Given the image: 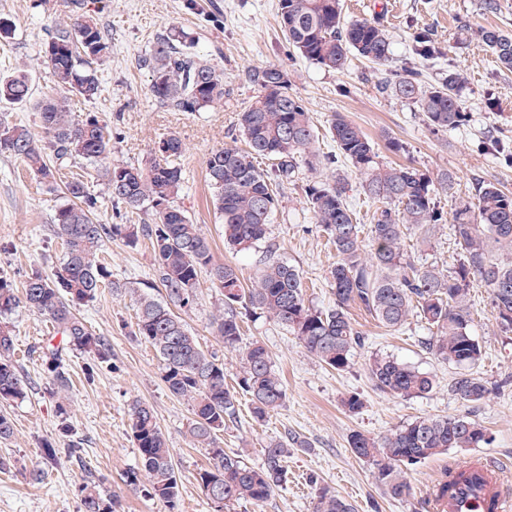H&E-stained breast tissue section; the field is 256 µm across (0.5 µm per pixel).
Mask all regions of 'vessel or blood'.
<instances>
[{"label": "vessel or blood", "mask_w": 512, "mask_h": 512, "mask_svg": "<svg viewBox=\"0 0 512 512\" xmlns=\"http://www.w3.org/2000/svg\"><path fill=\"white\" fill-rule=\"evenodd\" d=\"M448 495L432 493L431 512H512V495L502 486V469L482 460L459 463L449 469Z\"/></svg>", "instance_id": "vessel-or-blood-1"}]
</instances>
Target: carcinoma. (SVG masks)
Wrapping results in <instances>:
<instances>
[{
	"label": "carcinoma",
	"mask_w": 512,
	"mask_h": 512,
	"mask_svg": "<svg viewBox=\"0 0 512 512\" xmlns=\"http://www.w3.org/2000/svg\"><path fill=\"white\" fill-rule=\"evenodd\" d=\"M70 21L57 25L46 44L44 57L56 82L67 95L47 98L39 104V131L11 124L0 117V154L21 159L48 185L56 183L58 167L80 157L94 163L110 153L112 131L97 116L73 117L70 95L91 100L100 94L97 70L92 64L110 48L109 34L82 13V0H68ZM281 29L294 50L306 60L333 70L344 68L352 54L378 67L391 59V43L381 24L370 20L346 22L340 0H280ZM481 41L497 60L512 68V34L497 28L480 31ZM415 53L423 60L441 54L428 30L411 34ZM143 65L151 73L149 93L160 105L178 112H199L224 101V73L200 60L191 51L184 33L176 31L160 39ZM249 80L259 94L239 115L248 150L225 147L210 153L206 177L213 190V205L224 224V241L242 251L265 240L272 216L279 206L278 187L290 181L305 165L313 166L315 131L309 112L289 91L287 73L277 65L252 70ZM454 69L434 84L421 71L408 68L397 75L393 88L400 98L415 104L432 131L459 126L465 118ZM33 95L29 78L19 73L0 78V100L23 103ZM330 132L337 152L327 163H349L362 178L363 191L379 203L368 238L347 201L346 183H313L305 188L306 205L336 250V263L328 272L334 304L318 310L306 304L300 271L272 259L251 284H243L237 269L214 262L211 246L180 207L174 204L182 184L177 160L183 143L175 135L161 139L166 149H155L140 164H114L106 170L107 186L115 205L130 212L149 211L150 224H103L96 216L97 197L76 177L65 185L70 203L60 207L49 225L62 241L64 253L50 274L28 277L22 295L13 283L0 277V316L19 304L53 323L60 341L39 347L47 373L46 384L57 399V413L70 412L71 379L66 357L86 356L85 378L94 379L98 366L112 359L106 340L94 334L76 313L93 302L105 285L115 289L112 269L99 254L106 241L119 239L135 248L148 241L154 255L156 277L166 301L148 295L139 298L134 335L152 346L162 363L163 380L175 396L191 402L193 419L187 434L209 449V465L198 473V482L214 512L241 500L260 502L271 497L288 480L286 463L309 442L284 433L267 446L265 465L247 466L239 456L224 453L217 433L225 420L236 415L238 394L248 397L252 417L267 419L284 403L286 391L263 344L256 341L239 349L240 311L258 309L276 324L288 328L314 358L337 371L350 367L362 345L361 333L349 316L353 304L362 305L384 327L397 330L412 316L431 331L425 348L444 363L461 368L450 384L453 395L477 403L487 394L486 385L464 371L482 357L479 341L471 334L469 288L480 281L490 289L495 319L511 331L512 262L498 258L500 250H512V195L495 184L477 187L474 200L461 202L453 213L452 235L461 249L457 265L443 273L435 266L416 267L404 251L406 232H429L442 215L435 210L433 181L417 169L379 160L368 136L356 124L337 117ZM276 161L274 171L259 161ZM210 270L224 296L222 310L212 318L224 349L240 356L237 387L224 384V363L206 353L172 307L194 304L199 272ZM11 329L0 322V403L23 400L31 387L14 360ZM368 375L374 386L396 398L429 393L433 377L392 356L368 359ZM132 435L138 450L137 466L126 472V483H147L149 493L175 512L180 497L179 478L167 439L157 424L153 408L136 402L131 408ZM349 447L360 459L371 462L377 482L393 498L409 493L403 467L440 455L451 448H475L490 444L484 427L468 416L420 417L389 433L374 437L362 432L350 435ZM81 512H116V501L88 482L81 488ZM313 512H355L352 504L321 488Z\"/></svg>",
	"instance_id": "obj_1"
}]
</instances>
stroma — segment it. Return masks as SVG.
<instances>
[{
	"label": "stroma",
	"instance_id": "1",
	"mask_svg": "<svg viewBox=\"0 0 512 512\" xmlns=\"http://www.w3.org/2000/svg\"><path fill=\"white\" fill-rule=\"evenodd\" d=\"M345 20H378L391 42L392 61L379 68L358 56L347 67L334 71L313 64L289 46L279 23L278 0H88L87 12L112 37L107 58L97 66L101 93L92 100L76 99V118L87 114L112 128V163H140L160 139L178 136L185 147L179 159L184 184L175 199L202 235L210 242L214 259L235 266L245 281H252L268 255L296 267L304 283V297L311 307L332 306L327 281L336 261L334 249L306 205L304 189L315 181L344 179L348 200L360 224H369L374 205L360 185L358 173L346 163L327 165L326 155L336 145L329 134L334 114H342L370 138L382 160L412 166L430 178L451 174L454 193L435 189L437 209L443 219L430 235L415 230L405 239V249L419 266L445 270L460 254L450 234L453 212L459 202L472 200L479 182L497 184L512 193V163L498 152L512 147V71L502 68L492 52L477 38L483 28L512 32V0H499L498 12L484 8V0H342ZM64 0H0V19L14 28L11 39L0 40V76L25 71L33 96L26 104L0 103V114L27 127L38 122L36 103L47 95L61 94L43 49L56 22L68 15ZM180 28L194 39V52L224 71L230 96L200 112H173L161 108L149 95L151 76L143 66L158 37ZM431 30L442 48L441 58L415 60L411 35L415 29ZM416 62L428 83H435L447 68L462 77L460 96L466 118L445 132H432L422 112L400 99L387 81L391 71ZM266 65L283 68L290 90L311 115L316 134L313 168H301L294 182L280 188V202L270 233L252 248L237 252L224 244V226L211 203L206 160L224 147L245 149L238 114L258 94L248 79L252 69ZM400 141L401 153L387 148L388 140ZM74 177L83 178L98 199L97 217L106 224L150 222L149 213H126L113 204L106 186L104 165L80 158L61 169L58 189H48L17 157L0 154V277L22 285L32 273H50L63 254L61 240L50 238L47 226L68 198L62 186ZM104 256L112 265L113 280L125 283V292L101 289L97 299L79 309L97 335L108 341L111 365L102 366L94 381H86V359L72 353L68 369L70 436H63L56 400L46 391L36 348L53 335L51 322L26 308H17L7 321L16 337L17 366L33 387L21 402L0 406L13 424L14 434L0 442V512H79L80 486L99 482L103 492L118 503V512H168L167 505L151 497L144 487H131L125 474L136 466L138 452L130 420L134 401L151 406L157 423L173 452L179 476V512H210L197 476L207 467V449L194 446L187 437L193 419L190 403L170 393L162 380L155 350L134 336L138 294L165 296L154 282V257L148 244L129 248L121 240L107 241ZM223 304L219 288L209 273H201L197 297L178 314L205 350L224 362V381L235 386L239 359L225 350L211 318ZM473 317L471 332L482 347V358L473 366L474 376L487 386L486 397L474 404L457 400L448 391L458 368L436 360L425 348L426 324L409 319L400 330L381 325L362 306L352 305L349 314L364 343L356 348L350 367L336 371L317 361L288 329L264 316H240L241 346L261 342L283 379L286 399L270 418L256 421L246 397H239L236 417L218 435L225 453L240 456L253 468L266 460L269 441L293 432L309 441L308 449L288 460V481L270 499L242 501L224 512H312L318 487H326L352 503L357 512H429L428 495L443 477L450 462L484 455L506 465L504 481L512 487V331L497 325L489 288L476 283L470 288ZM389 355L429 373L435 380L425 395L401 399L383 393L369 378L370 356ZM359 394V413L346 412L343 399ZM468 415L485 428L491 439L481 449H451L408 467L405 476L409 495L389 496L376 481L374 468L357 458L348 439L353 432L381 436L420 417ZM79 441L81 451L70 456L66 439ZM59 444L54 459L44 455L45 442ZM40 467L43 483L29 484L24 470ZM319 477L310 487L309 473Z\"/></svg>",
	"mask_w": 512,
	"mask_h": 512
}]
</instances>
